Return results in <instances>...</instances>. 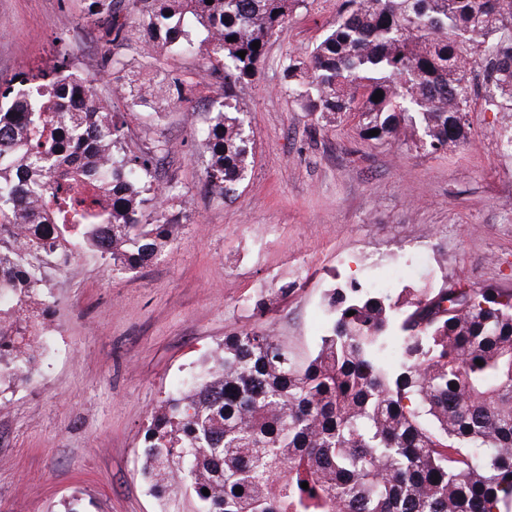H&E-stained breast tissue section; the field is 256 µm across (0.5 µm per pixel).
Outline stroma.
<instances>
[{"mask_svg": "<svg viewBox=\"0 0 512 512\" xmlns=\"http://www.w3.org/2000/svg\"><path fill=\"white\" fill-rule=\"evenodd\" d=\"M341 2L293 8L241 89L253 157L229 199L204 189L193 141L224 95L203 51L122 50L128 71L182 80L183 103L129 115L126 135L170 143L161 178L189 203L170 247L136 272L86 257L49 272L55 350L0 400V512H61L75 491L86 512H159L140 473L150 412L224 336L268 332L307 354L336 284L512 292V121L487 109L481 73L466 143L435 155L365 141L356 119L309 114L289 91L286 60L308 54ZM84 7L0 0V83L50 68L59 35L75 68L96 75L108 45Z\"/></svg>", "mask_w": 512, "mask_h": 512, "instance_id": "stroma-1", "label": "stroma"}]
</instances>
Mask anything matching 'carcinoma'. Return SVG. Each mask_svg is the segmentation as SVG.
<instances>
[{"mask_svg":"<svg viewBox=\"0 0 512 512\" xmlns=\"http://www.w3.org/2000/svg\"><path fill=\"white\" fill-rule=\"evenodd\" d=\"M85 2L113 48L101 76L131 112L182 102L170 97L181 80L125 72L120 49H205L224 100L198 140L204 186L234 195L252 159L239 89L305 0ZM477 66L486 105L511 116L512 0H345L286 73L310 114L440 153L464 138ZM125 125L62 47L49 69L0 86V385L32 375L62 257L123 274L174 239L170 209L187 196L158 181L171 148L133 150ZM323 308L307 357L268 333L226 336L151 415L143 469L161 512H512V292L352 281Z\"/></svg>","mask_w":512,"mask_h":512,"instance_id":"carcinoma-1","label":"carcinoma"}]
</instances>
